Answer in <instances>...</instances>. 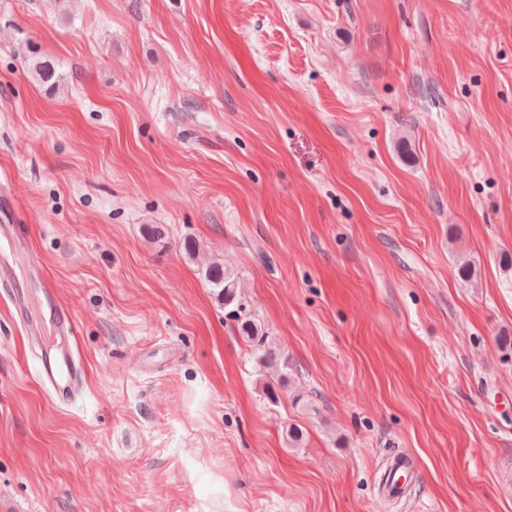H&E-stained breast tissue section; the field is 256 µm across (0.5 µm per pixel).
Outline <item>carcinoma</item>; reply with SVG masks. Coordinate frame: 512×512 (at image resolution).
<instances>
[{
  "label": "carcinoma",
  "instance_id": "cac0c4a2",
  "mask_svg": "<svg viewBox=\"0 0 512 512\" xmlns=\"http://www.w3.org/2000/svg\"><path fill=\"white\" fill-rule=\"evenodd\" d=\"M33 71L41 83L52 87L58 85L59 76L52 61L35 60ZM204 277L213 288L216 299L221 301L224 307L235 306V309L229 311V314L237 322L242 337L257 352V362L260 367L275 369L277 384L286 385L289 382L288 365L281 364L275 343L262 331L261 327L254 320L242 315L241 305L238 304L237 298V281L233 272L220 263H214L206 267Z\"/></svg>",
  "mask_w": 512,
  "mask_h": 512
}]
</instances>
